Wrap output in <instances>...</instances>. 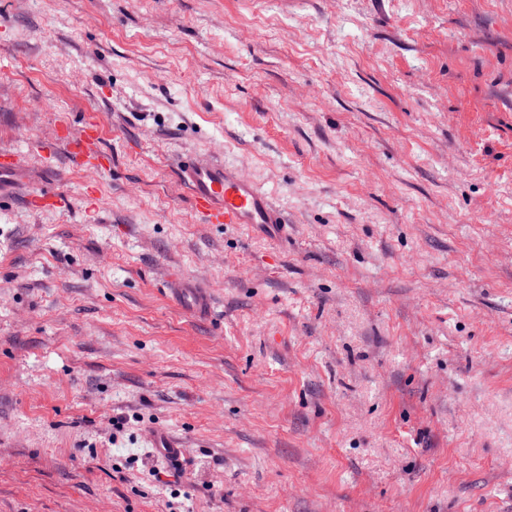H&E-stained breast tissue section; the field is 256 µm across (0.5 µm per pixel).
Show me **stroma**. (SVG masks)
Segmentation results:
<instances>
[{
  "mask_svg": "<svg viewBox=\"0 0 512 512\" xmlns=\"http://www.w3.org/2000/svg\"><path fill=\"white\" fill-rule=\"evenodd\" d=\"M1 148L0 512H512V0H0ZM99 134L95 124L88 123L79 137L69 140V153L75 162L87 170L102 169L108 158L98 147ZM28 169L13 151L0 149V200L12 198L28 184ZM178 177L205 223L244 224L254 235L270 240L286 236L288 221L283 210L238 169L189 160L180 163ZM170 300L193 316H206L211 310V295L188 278L175 279L168 288Z\"/></svg>",
  "mask_w": 512,
  "mask_h": 512,
  "instance_id": "obj_1",
  "label": "stroma"
}]
</instances>
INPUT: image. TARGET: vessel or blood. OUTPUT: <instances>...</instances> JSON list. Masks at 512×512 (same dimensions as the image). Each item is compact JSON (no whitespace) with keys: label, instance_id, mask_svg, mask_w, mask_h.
I'll return each mask as SVG.
<instances>
[{"label":"vessel or blood","instance_id":"vessel-or-blood-1","mask_svg":"<svg viewBox=\"0 0 512 512\" xmlns=\"http://www.w3.org/2000/svg\"><path fill=\"white\" fill-rule=\"evenodd\" d=\"M95 124H87L82 135L69 140V153L87 170L102 169L106 156L98 147ZM178 177L188 191L194 210L208 224H242L250 232L278 240L287 234L282 209L253 181L242 177L238 169L219 163L181 162ZM28 183V169L13 151L0 149V200L13 197ZM170 300L193 316L202 317L211 310V295L188 278L174 280L168 290Z\"/></svg>","mask_w":512,"mask_h":512}]
</instances>
